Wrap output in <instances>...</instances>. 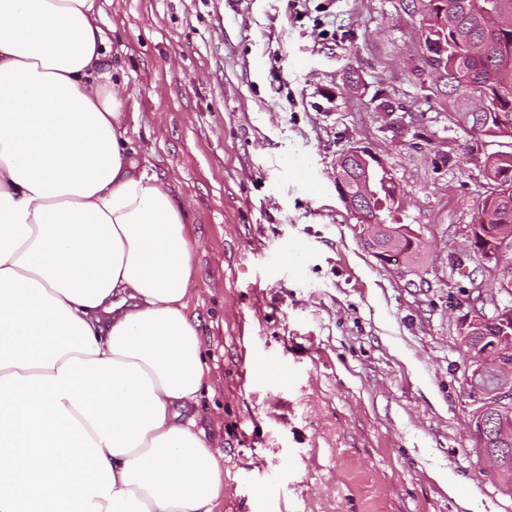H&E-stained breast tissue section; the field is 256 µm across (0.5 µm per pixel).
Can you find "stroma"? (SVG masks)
<instances>
[{"mask_svg":"<svg viewBox=\"0 0 512 512\" xmlns=\"http://www.w3.org/2000/svg\"><path fill=\"white\" fill-rule=\"evenodd\" d=\"M100 5L132 147L194 232L216 512H512L474 450L459 338L476 294L457 261L498 146L424 88L417 18L399 0ZM355 142L404 189L417 262L362 247L333 181Z\"/></svg>","mask_w":512,"mask_h":512,"instance_id":"obj_1","label":"stroma"}]
</instances>
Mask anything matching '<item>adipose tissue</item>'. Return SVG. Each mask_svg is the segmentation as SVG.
<instances>
[{
  "label": "adipose tissue",
  "mask_w": 512,
  "mask_h": 512,
  "mask_svg": "<svg viewBox=\"0 0 512 512\" xmlns=\"http://www.w3.org/2000/svg\"><path fill=\"white\" fill-rule=\"evenodd\" d=\"M98 0H0V512H214L192 230Z\"/></svg>",
  "instance_id": "adipose-tissue-1"
}]
</instances>
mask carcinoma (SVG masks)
I'll use <instances>...</instances> for the list:
<instances>
[{
	"mask_svg": "<svg viewBox=\"0 0 512 512\" xmlns=\"http://www.w3.org/2000/svg\"><path fill=\"white\" fill-rule=\"evenodd\" d=\"M494 3L512 16V0H401L402 9L427 27L425 45L432 54L428 64L443 67L447 76L431 93L459 115L468 134L493 138L504 146L486 157L489 188L476 208L474 225L488 242L497 239L501 226H512V187L502 189L497 183L500 171L512 168V29L496 30L489 24L483 6ZM479 87L489 90V124L471 113L469 95ZM402 229L401 224H382L377 240L400 239L413 259L417 250L411 249Z\"/></svg>",
	"mask_w": 512,
	"mask_h": 512,
	"instance_id": "obj_1",
	"label": "carcinoma"
}]
</instances>
